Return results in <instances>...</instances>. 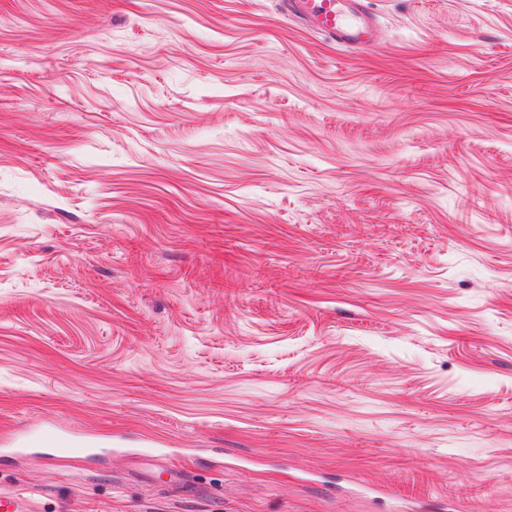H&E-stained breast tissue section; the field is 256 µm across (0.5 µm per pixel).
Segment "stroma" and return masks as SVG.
Here are the masks:
<instances>
[{
    "label": "stroma",
    "instance_id": "35a3bbf8",
    "mask_svg": "<svg viewBox=\"0 0 512 512\" xmlns=\"http://www.w3.org/2000/svg\"><path fill=\"white\" fill-rule=\"evenodd\" d=\"M369 7L0 0V491L512 512V0ZM288 17L337 45L366 48L375 42L376 24L367 0H278ZM57 439L55 437L54 430L51 427H45L42 431V439L38 443H33L25 437L19 438L13 442L14 448H8L14 455L26 456V455H41V456H52L50 451L52 450H68L76 458H87L92 455L93 448L96 445L88 440L72 438L65 442L66 447L56 448L55 444Z\"/></svg>",
    "mask_w": 512,
    "mask_h": 512
}]
</instances>
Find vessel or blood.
I'll return each mask as SVG.
<instances>
[{
    "label": "vessel or blood",
    "instance_id": "b4317fda",
    "mask_svg": "<svg viewBox=\"0 0 512 512\" xmlns=\"http://www.w3.org/2000/svg\"><path fill=\"white\" fill-rule=\"evenodd\" d=\"M288 17L309 27L330 41L366 48L375 41L376 24L367 0H279ZM57 439L52 428H44L39 442L19 438L14 443L17 456L49 455ZM0 512H39L34 500L19 492H0Z\"/></svg>",
    "mask_w": 512,
    "mask_h": 512
}]
</instances>
